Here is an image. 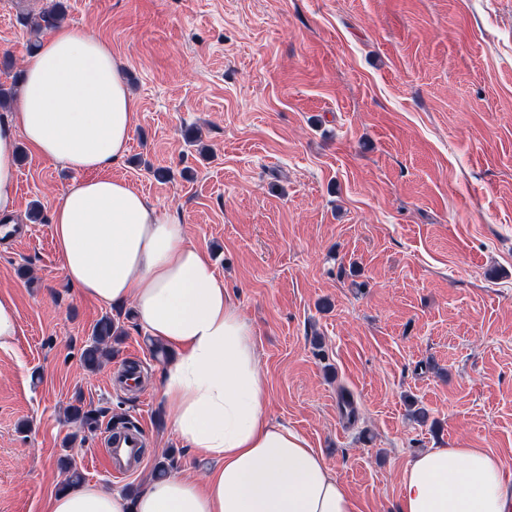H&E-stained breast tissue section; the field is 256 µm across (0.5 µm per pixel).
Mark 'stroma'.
<instances>
[{"instance_id": "1", "label": "stroma", "mask_w": 512, "mask_h": 512, "mask_svg": "<svg viewBox=\"0 0 512 512\" xmlns=\"http://www.w3.org/2000/svg\"><path fill=\"white\" fill-rule=\"evenodd\" d=\"M62 2L65 25L111 44L135 100L113 175L207 254L252 330L267 415L307 438L358 512H399L402 471L429 448H482L512 470V0ZM42 3L0 0V54L28 57L20 18ZM17 145L0 512H45L63 457L122 493L166 450L201 476L212 462L174 435L166 358L132 306L64 277L50 215L80 173ZM106 315L124 334L90 372L81 353ZM133 358L137 389L113 387ZM76 402L102 425L77 441ZM118 418L148 434L125 478L101 458Z\"/></svg>"}]
</instances>
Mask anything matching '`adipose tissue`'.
I'll list each match as a JSON object with an SVG mask.
<instances>
[{"label":"adipose tissue","mask_w":512,"mask_h":512,"mask_svg":"<svg viewBox=\"0 0 512 512\" xmlns=\"http://www.w3.org/2000/svg\"><path fill=\"white\" fill-rule=\"evenodd\" d=\"M135 109L108 43L54 29L0 113V222L18 210V138L81 173L51 214L65 277L100 303L132 302L139 326L172 350L161 382L172 429L213 465L203 481L171 474L132 499L74 485L51 495L47 512H357L307 439L267 416L251 328L205 252L176 215L112 176ZM400 512H512V478L483 449L430 448L403 470Z\"/></svg>","instance_id":"obj_1"}]
</instances>
